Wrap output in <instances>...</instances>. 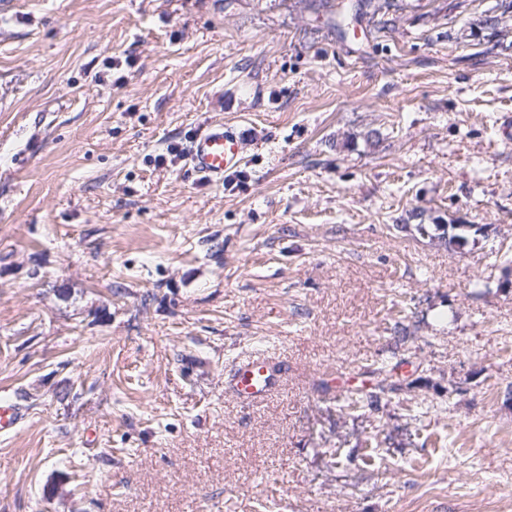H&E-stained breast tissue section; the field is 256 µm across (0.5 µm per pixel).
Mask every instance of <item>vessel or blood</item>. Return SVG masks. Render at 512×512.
I'll return each instance as SVG.
<instances>
[{
	"mask_svg": "<svg viewBox=\"0 0 512 512\" xmlns=\"http://www.w3.org/2000/svg\"><path fill=\"white\" fill-rule=\"evenodd\" d=\"M244 153L241 136L221 125L200 130L190 140L186 159L201 180L220 182L225 172L237 168ZM278 369L268 358L258 357L238 365L230 392L251 403L263 401L275 386Z\"/></svg>",
	"mask_w": 512,
	"mask_h": 512,
	"instance_id": "obj_1",
	"label": "vessel or blood"
}]
</instances>
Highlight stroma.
Here are the masks:
<instances>
[{
    "label": "stroma",
    "mask_w": 512,
    "mask_h": 512,
    "mask_svg": "<svg viewBox=\"0 0 512 512\" xmlns=\"http://www.w3.org/2000/svg\"><path fill=\"white\" fill-rule=\"evenodd\" d=\"M347 3L0 14V512H512V0ZM244 153L241 136L224 125H210L189 141L186 159L201 180L224 181V173L237 168ZM278 369L270 358L258 357L238 365L229 391L251 403L263 401L275 386ZM391 369L387 366L376 369V382L370 388H354L343 391L344 402L351 408L368 407L376 409L385 396L395 393L399 388L392 380Z\"/></svg>",
    "instance_id": "obj_1"
}]
</instances>
